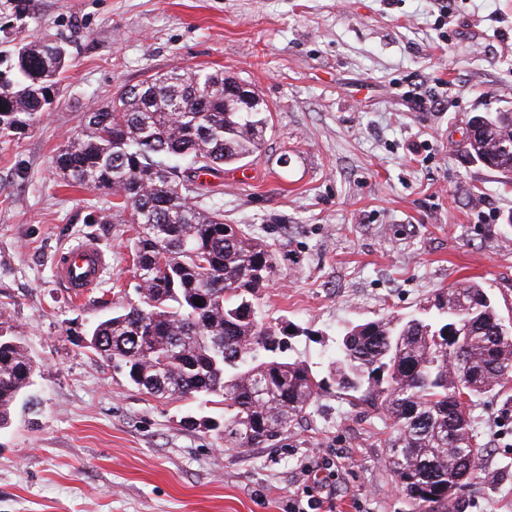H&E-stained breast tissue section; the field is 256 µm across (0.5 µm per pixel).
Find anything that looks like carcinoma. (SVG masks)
Listing matches in <instances>:
<instances>
[{"label": "carcinoma", "instance_id": "carcinoma-1", "mask_svg": "<svg viewBox=\"0 0 512 512\" xmlns=\"http://www.w3.org/2000/svg\"><path fill=\"white\" fill-rule=\"evenodd\" d=\"M17 18L34 0H0ZM65 47L20 44L0 69V136L51 109ZM236 78L173 68L125 87L86 114L52 162L68 186L112 197L102 224H135L128 239L138 300L100 322L96 349L126 368L135 386L159 397L224 402V447L253 448L287 432L323 390L310 367L276 356L283 342L254 300L274 266L268 246L204 206L218 177L259 151L268 107ZM483 139L467 142L512 174V112L485 115ZM201 304L196 305L194 301ZM436 312L357 324L341 338L329 377L336 388L391 421L388 463L415 512H453L480 469L467 409L473 398L512 380V326L485 289L465 282L439 296ZM466 329L457 344L448 326ZM20 342L0 336V429L32 386Z\"/></svg>", "mask_w": 512, "mask_h": 512}]
</instances>
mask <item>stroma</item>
I'll use <instances>...</instances> for the list:
<instances>
[{
	"label": "stroma",
	"instance_id": "obj_1",
	"mask_svg": "<svg viewBox=\"0 0 512 512\" xmlns=\"http://www.w3.org/2000/svg\"><path fill=\"white\" fill-rule=\"evenodd\" d=\"M36 0L28 40L69 54L50 111L0 141V333L27 348L34 407L0 429V512H409L392 433L330 388L290 431L228 448L223 404L160 399L89 344L137 280L128 224L51 160L84 112L175 67L221 70L269 105L272 127L209 201L269 243L257 301L284 355L327 377L349 324L410 316L471 279L512 320V178L465 149L472 116L512 110V0ZM438 98L416 111L412 88ZM111 255L99 288L55 279L64 246ZM481 471L463 512H512V382L470 407Z\"/></svg>",
	"mask_w": 512,
	"mask_h": 512
}]
</instances>
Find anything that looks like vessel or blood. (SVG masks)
<instances>
[{"mask_svg": "<svg viewBox=\"0 0 512 512\" xmlns=\"http://www.w3.org/2000/svg\"><path fill=\"white\" fill-rule=\"evenodd\" d=\"M109 263L108 253L93 239L61 248L54 258L56 280L72 297L86 298L97 288Z\"/></svg>", "mask_w": 512, "mask_h": 512, "instance_id": "vessel-or-blood-1", "label": "vessel or blood"}]
</instances>
